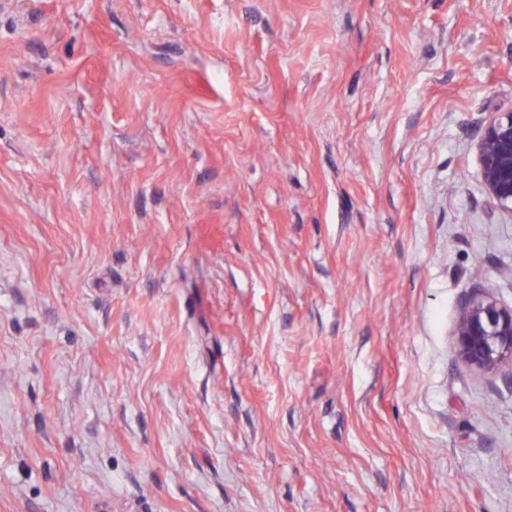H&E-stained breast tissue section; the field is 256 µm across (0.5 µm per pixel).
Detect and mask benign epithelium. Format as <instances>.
Instances as JSON below:
<instances>
[{"label": "benign epithelium", "mask_w": 512, "mask_h": 512, "mask_svg": "<svg viewBox=\"0 0 512 512\" xmlns=\"http://www.w3.org/2000/svg\"><path fill=\"white\" fill-rule=\"evenodd\" d=\"M476 152L489 201L512 214V110L491 113ZM455 336L458 356L473 370L512 368V307L498 302L491 285L463 302Z\"/></svg>", "instance_id": "7a95c632"}]
</instances>
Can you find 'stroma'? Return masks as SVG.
<instances>
[{"label": "stroma", "mask_w": 512, "mask_h": 512, "mask_svg": "<svg viewBox=\"0 0 512 512\" xmlns=\"http://www.w3.org/2000/svg\"><path fill=\"white\" fill-rule=\"evenodd\" d=\"M510 109L512 0H0V512H512ZM476 152L489 201L512 215V110L491 113L481 127ZM481 294L467 298L455 329L460 359L478 372L508 366L512 375V307L498 302L490 284Z\"/></svg>", "instance_id": "obj_1"}]
</instances>
